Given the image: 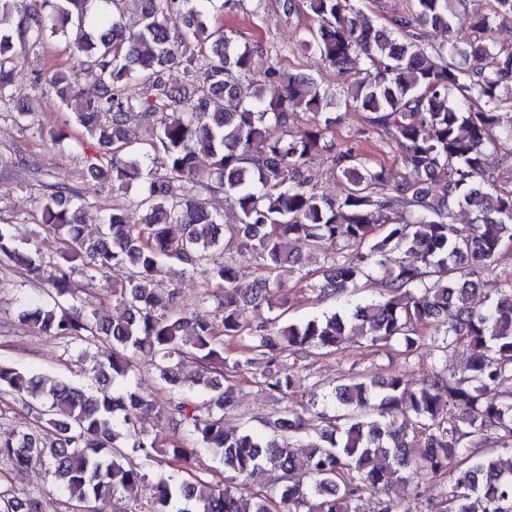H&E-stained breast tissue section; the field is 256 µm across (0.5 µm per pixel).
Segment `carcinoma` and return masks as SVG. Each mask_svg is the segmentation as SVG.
Masks as SVG:
<instances>
[{
    "mask_svg": "<svg viewBox=\"0 0 512 512\" xmlns=\"http://www.w3.org/2000/svg\"><path fill=\"white\" fill-rule=\"evenodd\" d=\"M121 2L0 0V106L14 101V41L37 45L70 25L83 30L77 66L53 73L49 84L67 105L79 73H97L94 88L77 93L72 119L98 146L100 162L90 165L95 183L119 191L136 182V207L145 211L144 223L129 224L116 204L98 237L87 240L80 234L85 196L52 185L42 223L66 249L64 263L49 269L15 243L11 225L0 224V258L55 291L29 303L22 321L56 338L110 346L92 369L95 391L0 364V386L31 397L46 416L38 431L0 436V458L18 470L46 467L79 508L134 500L148 474L127 461L124 449L152 458L158 438L138 423L156 408L179 416L194 443L220 455L225 468L253 481L277 472L281 485L270 496L161 479L151 485L149 512H356L363 495L402 482L411 467L422 476L418 499L453 470L438 512H512V470L499 457L512 454V276L497 273L504 240H512V190L485 170L488 148L512 154V126H501L499 113L512 105V49L490 39L495 26L512 24V0H408L389 27L360 19L355 0H303L316 25L299 47L348 75L339 97L274 63L254 77L262 46L228 34L211 15L214 0H135L138 28L128 34ZM464 26L474 39L454 41ZM428 29L447 33V50L428 54ZM492 53L498 62L488 69L482 60ZM175 67L194 83L192 94L164 80ZM136 78L140 91L130 95ZM266 85L278 89L268 100ZM341 108L369 113L368 121L387 132L402 167L398 180L356 147L336 142ZM141 112L159 115L146 139L136 126ZM301 112L317 121L293 131ZM322 154L343 182L334 199L313 184L311 164ZM201 155L240 212L229 240L252 252L261 270L246 291L233 259L215 258L224 245L220 217L198 209L191 196ZM456 206L469 208L474 222H449ZM341 245L353 252H340ZM392 252L403 258L388 269ZM172 263L224 289L219 319L189 317L162 302L156 285ZM109 268L125 274L112 291L126 307L122 320L61 301L74 272L93 279ZM296 269L318 277L311 288L323 296L357 290L381 272L384 293L331 314L286 320L284 273ZM263 305L271 322L250 324L246 310ZM421 328L430 330L428 346L440 361L460 345L469 348L460 374L418 383L401 373L352 378L322 397L332 415L314 404L266 421L264 433L226 427L233 386L224 384L223 337L247 340L236 371L264 363L262 384L285 394L291 378L278 370L285 357L336 352L350 336L394 343L408 356L423 345ZM139 353L154 362L165 388L211 392L215 411L202 418L184 397L163 404L117 388ZM185 353L196 371L183 377ZM296 448L307 453L300 457ZM298 469L309 485L291 481ZM1 501L6 512H39L31 498Z\"/></svg>",
    "mask_w": 512,
    "mask_h": 512,
    "instance_id": "obj_1",
    "label": "carcinoma"
}]
</instances>
